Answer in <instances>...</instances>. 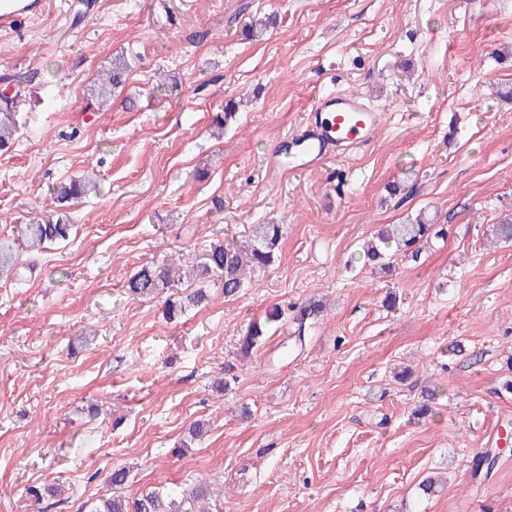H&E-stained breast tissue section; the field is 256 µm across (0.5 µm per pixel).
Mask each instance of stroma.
Wrapping results in <instances>:
<instances>
[{
    "label": "stroma",
    "instance_id": "obj_1",
    "mask_svg": "<svg viewBox=\"0 0 512 512\" xmlns=\"http://www.w3.org/2000/svg\"><path fill=\"white\" fill-rule=\"evenodd\" d=\"M270 11L276 29L243 39ZM121 54L123 90L89 106ZM511 88L512 0H49L0 30V91L24 96L0 243L49 215L59 181L100 183L68 241L19 252L25 285L0 274V512H93L118 468L126 496L205 486L206 512H512V439L472 473L512 428V242L492 232L512 214ZM336 90L380 109L374 143L270 168ZM421 210L440 236L372 273L364 242ZM257 224L287 229L272 265L230 298L212 276L207 303L168 315L203 252ZM166 264L161 293L129 291ZM311 298L324 311L298 326L289 307Z\"/></svg>",
    "mask_w": 512,
    "mask_h": 512
}]
</instances>
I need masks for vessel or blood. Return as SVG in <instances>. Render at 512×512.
<instances>
[{
    "instance_id": "obj_1",
    "label": "vessel or blood",
    "mask_w": 512,
    "mask_h": 512,
    "mask_svg": "<svg viewBox=\"0 0 512 512\" xmlns=\"http://www.w3.org/2000/svg\"><path fill=\"white\" fill-rule=\"evenodd\" d=\"M46 4L47 0H0V28L41 15ZM380 121V112L363 97L344 91L319 96L298 131L274 146L270 161L274 168L287 170L321 166L350 146L371 144Z\"/></svg>"
}]
</instances>
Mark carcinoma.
Segmentation results:
<instances>
[{"instance_id":"obj_1","label":"carcinoma","mask_w":512,"mask_h":512,"mask_svg":"<svg viewBox=\"0 0 512 512\" xmlns=\"http://www.w3.org/2000/svg\"><path fill=\"white\" fill-rule=\"evenodd\" d=\"M276 24L271 16L252 19L246 30L249 38L262 36ZM130 70L128 61L123 57L112 59L111 68L103 71L93 85V94L99 103L104 105L112 98V90L125 82ZM19 99L5 97L0 100V151L7 150L14 143L18 132L16 125V108ZM97 184L87 174L68 181H61L53 186L50 200L54 204V215L41 221L16 225V241L27 251H38L47 243L65 240L69 237L71 224L64 211L66 203L96 193ZM284 235L282 224H256L252 229L251 238L243 244L229 242L219 244L207 251L204 262L200 265V274L209 277L213 273L220 274L224 296L236 295L247 281V274L269 266L275 256V250ZM439 235L435 224L426 214L420 213L407 219L402 224H391L378 234V240L370 241L364 250L367 262L381 269L390 268L385 249L395 244L407 256L418 257L422 246L431 237ZM26 267L17 263L13 244L0 243V271L15 272L16 280L26 279ZM171 268L144 267L128 281L127 288L137 295L153 296L168 284ZM208 300L206 291L198 288L185 295V300L169 307L174 312L179 307L198 306ZM263 337V329L257 322L252 323L246 333L239 339V351L247 355ZM497 463L493 450L478 452L473 460V471L484 468L491 470ZM205 490L194 488L183 490L178 494L164 493L160 490H149L134 498L124 495H113L100 500L95 512H205V508H195V504L203 500Z\"/></svg>"}]
</instances>
